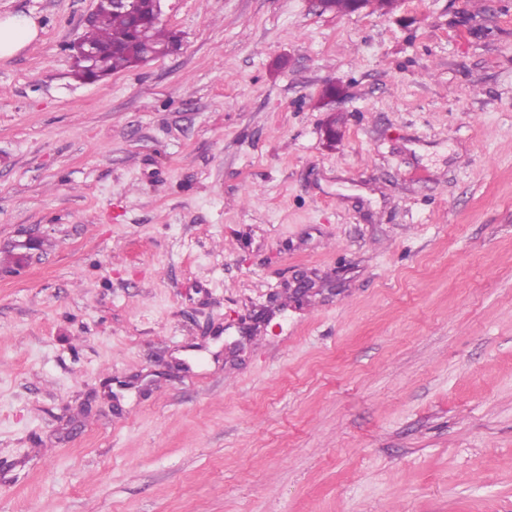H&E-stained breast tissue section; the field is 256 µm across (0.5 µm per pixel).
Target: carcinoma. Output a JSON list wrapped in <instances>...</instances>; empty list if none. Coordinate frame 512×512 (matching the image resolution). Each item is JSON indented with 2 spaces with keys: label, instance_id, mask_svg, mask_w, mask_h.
Wrapping results in <instances>:
<instances>
[{
  "label": "carcinoma",
  "instance_id": "obj_1",
  "mask_svg": "<svg viewBox=\"0 0 512 512\" xmlns=\"http://www.w3.org/2000/svg\"><path fill=\"white\" fill-rule=\"evenodd\" d=\"M175 36L162 23L156 22L142 31V37L132 34L126 16L112 10L108 0H99L93 21L87 26L81 42L93 46H112V54L98 62L105 73H111L138 64V54L150 46H167Z\"/></svg>",
  "mask_w": 512,
  "mask_h": 512
}]
</instances>
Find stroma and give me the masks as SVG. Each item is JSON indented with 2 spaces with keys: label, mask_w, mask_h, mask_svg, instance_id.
Returning a JSON list of instances; mask_svg holds the SVG:
<instances>
[{
  "label": "stroma",
  "mask_w": 512,
  "mask_h": 512,
  "mask_svg": "<svg viewBox=\"0 0 512 512\" xmlns=\"http://www.w3.org/2000/svg\"><path fill=\"white\" fill-rule=\"evenodd\" d=\"M96 3L0 0V512H512V0ZM164 0H113L112 6L108 0H99L93 21L87 26L80 39L86 45H112V54L98 62L105 74L126 69L138 64V54H142L146 46L154 49L167 46L175 36L168 31L162 22H156L142 31V40L132 34L139 31L146 22L144 15L145 3H149L157 20H162ZM117 8L126 14L112 10ZM37 35L38 29L33 20L0 19V59L13 56L34 41Z\"/></svg>",
  "instance_id": "obj_1"
}]
</instances>
